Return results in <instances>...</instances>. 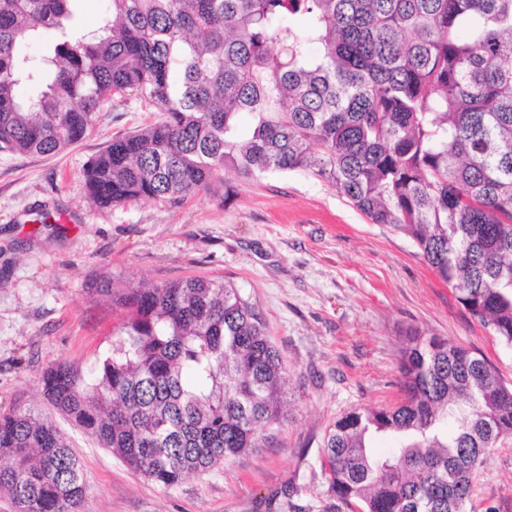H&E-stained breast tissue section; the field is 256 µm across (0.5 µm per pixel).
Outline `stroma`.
Wrapping results in <instances>:
<instances>
[{
    "mask_svg": "<svg viewBox=\"0 0 512 512\" xmlns=\"http://www.w3.org/2000/svg\"><path fill=\"white\" fill-rule=\"evenodd\" d=\"M161 116L114 97L59 153L0 150V411L33 408L65 435L82 465V512H337L325 436L350 410L400 402L414 333L483 355L512 387V348L470 317L418 247L308 173L229 175L180 201L90 203L89 161ZM188 276L233 280L264 315L288 374V417L260 453L169 488L54 410L42 373L63 362L89 369L111 352L124 315L92 294L100 279ZM467 512H512V437L475 476Z\"/></svg>",
    "mask_w": 512,
    "mask_h": 512,
    "instance_id": "stroma-1",
    "label": "stroma"
}]
</instances>
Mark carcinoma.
I'll list each match as a JSON object with an SVG mask.
<instances>
[{"instance_id":"obj_1","label":"carcinoma","mask_w":512,"mask_h":512,"mask_svg":"<svg viewBox=\"0 0 512 512\" xmlns=\"http://www.w3.org/2000/svg\"><path fill=\"white\" fill-rule=\"evenodd\" d=\"M0 0V150L55 154L114 96L162 120L89 164V200H181L224 175L304 171L408 237L481 326L512 348V0ZM45 42L38 59L25 53ZM321 46L313 55L310 46ZM35 82L31 96L17 86ZM254 118L242 138L238 121ZM126 319L86 372L42 375L48 403L164 487L266 447L287 383L268 324L236 284L120 288ZM400 404L352 410L324 454L339 512H466L475 473L512 436V388L481 355L413 337ZM456 421L448 431V420ZM393 434V456L372 440ZM0 492L16 512H80L82 469L35 410L0 412ZM107 8V0H81L75 21L85 32H90L99 26Z\"/></svg>"}]
</instances>
